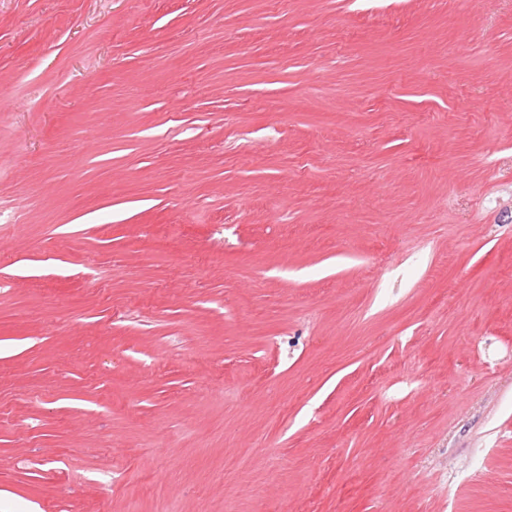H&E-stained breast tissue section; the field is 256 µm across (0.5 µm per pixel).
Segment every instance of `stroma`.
I'll return each instance as SVG.
<instances>
[{"mask_svg":"<svg viewBox=\"0 0 512 512\" xmlns=\"http://www.w3.org/2000/svg\"><path fill=\"white\" fill-rule=\"evenodd\" d=\"M0 512H512V0H0Z\"/></svg>","mask_w":512,"mask_h":512,"instance_id":"35a3bbf8","label":"stroma"}]
</instances>
